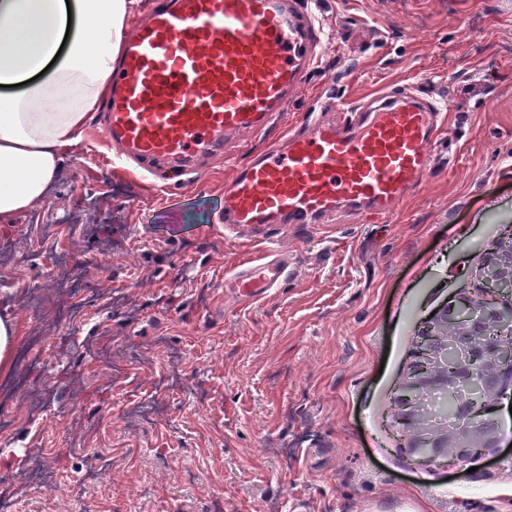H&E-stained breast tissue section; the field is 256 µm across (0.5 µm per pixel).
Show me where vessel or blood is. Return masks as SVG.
<instances>
[{
  "instance_id": "b4317fda",
  "label": "vessel or blood",
  "mask_w": 512,
  "mask_h": 512,
  "mask_svg": "<svg viewBox=\"0 0 512 512\" xmlns=\"http://www.w3.org/2000/svg\"><path fill=\"white\" fill-rule=\"evenodd\" d=\"M323 32L311 0H155L124 42L105 102V133L118 159L152 160L177 181L224 153L232 133L264 130L292 107ZM340 121L309 115L299 129L237 168L213 223L270 240L352 205L391 220L419 189L440 105L382 89ZM289 271L279 254L241 264L224 285L252 299Z\"/></svg>"
}]
</instances>
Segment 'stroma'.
Instances as JSON below:
<instances>
[{"label": "stroma", "mask_w": 512, "mask_h": 512, "mask_svg": "<svg viewBox=\"0 0 512 512\" xmlns=\"http://www.w3.org/2000/svg\"><path fill=\"white\" fill-rule=\"evenodd\" d=\"M318 62L291 112L160 190L89 117L48 193L0 224L9 512H512V469L421 467L389 419L431 313L475 288L512 226V0H315ZM412 86L446 103L432 167L392 222L345 208L272 240L212 224L224 187L321 97ZM276 251L291 276L224 288ZM174 378L162 387L158 377ZM15 334L14 319L9 315L0 316V372H7L12 365Z\"/></svg>", "instance_id": "1"}]
</instances>
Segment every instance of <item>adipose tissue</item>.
Instances as JSON below:
<instances>
[{"label":"adipose tissue","mask_w":512,"mask_h":512,"mask_svg":"<svg viewBox=\"0 0 512 512\" xmlns=\"http://www.w3.org/2000/svg\"><path fill=\"white\" fill-rule=\"evenodd\" d=\"M133 0H0V223L53 183L110 88ZM49 80H39L44 68Z\"/></svg>","instance_id":"1"}]
</instances>
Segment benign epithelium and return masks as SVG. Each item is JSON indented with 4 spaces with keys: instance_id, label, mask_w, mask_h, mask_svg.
<instances>
[{
    "instance_id": "obj_1",
    "label": "benign epithelium",
    "mask_w": 512,
    "mask_h": 512,
    "mask_svg": "<svg viewBox=\"0 0 512 512\" xmlns=\"http://www.w3.org/2000/svg\"><path fill=\"white\" fill-rule=\"evenodd\" d=\"M485 273L477 289L469 295H458L429 318L419 340L422 348L413 354L407 374L400 384L405 422L416 421V395L424 390L441 391L450 387L471 386L488 396L486 410L497 414L505 403L512 404V344L491 340L486 336L490 323L512 331V241L496 244L488 253ZM490 294L493 306L476 309L475 295ZM457 338L462 361L453 374L437 360L441 345L448 336ZM504 440L502 426L479 430L477 416L465 403L457 405L453 425L439 427L427 437L418 433L409 442L412 453L426 465L462 468L473 461L472 448L480 454L500 447Z\"/></svg>"
}]
</instances>
